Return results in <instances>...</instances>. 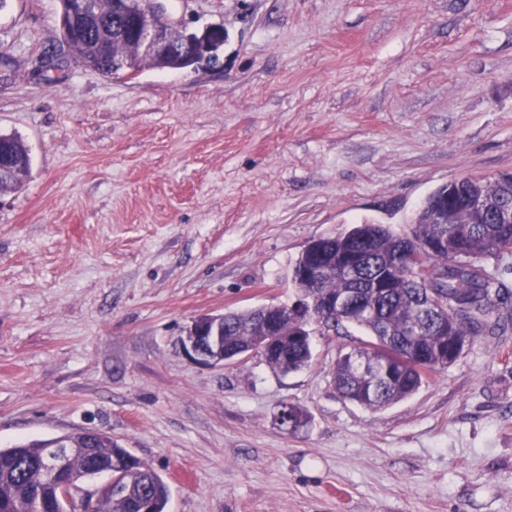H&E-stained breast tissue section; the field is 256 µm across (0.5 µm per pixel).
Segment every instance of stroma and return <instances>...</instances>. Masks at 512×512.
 I'll use <instances>...</instances> for the list:
<instances>
[{"label":"stroma","instance_id":"stroma-1","mask_svg":"<svg viewBox=\"0 0 512 512\" xmlns=\"http://www.w3.org/2000/svg\"><path fill=\"white\" fill-rule=\"evenodd\" d=\"M220 64L85 67L58 0L0 8V448L99 430L168 483L167 512H512V333L480 336L379 411L331 369L187 357L204 313L291 303L313 238L411 233L452 180L512 172V0H172ZM287 405L307 423L291 431ZM21 164L28 173L31 171V156L24 142L16 135L0 134V166Z\"/></svg>","mask_w":512,"mask_h":512}]
</instances>
